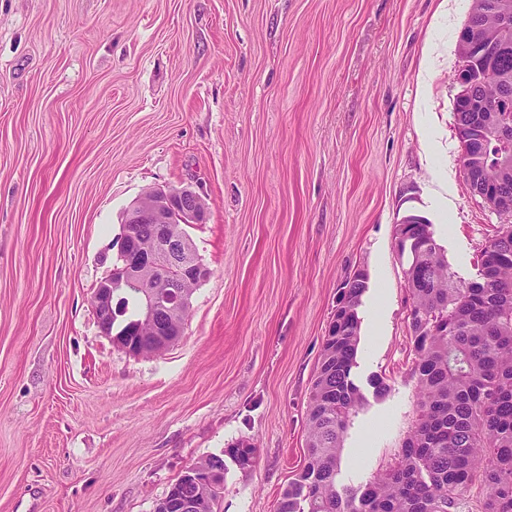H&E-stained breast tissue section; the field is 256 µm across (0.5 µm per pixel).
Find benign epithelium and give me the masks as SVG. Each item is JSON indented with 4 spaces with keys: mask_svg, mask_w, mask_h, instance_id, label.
<instances>
[{
    "mask_svg": "<svg viewBox=\"0 0 512 512\" xmlns=\"http://www.w3.org/2000/svg\"><path fill=\"white\" fill-rule=\"evenodd\" d=\"M491 74L484 66L472 77L469 63H464L456 76L460 86L457 101L467 103V112H498L475 94L476 85ZM483 200L498 212L496 182L487 177L483 183ZM206 202L201 194L185 187L175 190L151 189L140 196L128 212L125 233L136 246L132 255L123 258L95 289V309L101 328L112 320V293L120 285H136L144 289L146 308L137 323V332L157 337L156 351L165 350L183 332L182 312L191 306L187 284H199L208 276V268L197 257L184 227L205 220Z\"/></svg>",
    "mask_w": 512,
    "mask_h": 512,
    "instance_id": "obj_1",
    "label": "benign epithelium"
}]
</instances>
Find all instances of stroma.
<instances>
[{
    "mask_svg": "<svg viewBox=\"0 0 512 512\" xmlns=\"http://www.w3.org/2000/svg\"><path fill=\"white\" fill-rule=\"evenodd\" d=\"M471 0H0V512H154L232 443L220 512H276L303 463L341 287L365 270L366 402L336 480L416 420L419 214L458 277L512 217L464 183L453 74ZM205 197L182 336L131 355L92 305L141 193ZM390 390L375 395L373 378Z\"/></svg>",
    "mask_w": 512,
    "mask_h": 512,
    "instance_id": "stroma-1",
    "label": "stroma"
}]
</instances>
